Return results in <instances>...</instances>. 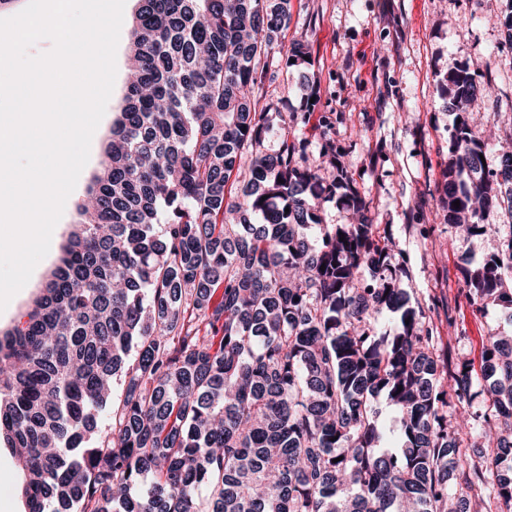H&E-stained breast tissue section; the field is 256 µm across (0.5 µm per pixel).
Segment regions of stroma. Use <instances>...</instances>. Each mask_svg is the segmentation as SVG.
I'll return each mask as SVG.
<instances>
[{"label":"stroma","mask_w":512,"mask_h":512,"mask_svg":"<svg viewBox=\"0 0 512 512\" xmlns=\"http://www.w3.org/2000/svg\"><path fill=\"white\" fill-rule=\"evenodd\" d=\"M135 8L136 0H126L116 80L89 161L66 201L47 256L0 312V334L23 321L79 220L78 203L99 170L124 94ZM505 14V0H292L291 20L273 45L272 68L279 76L255 96L260 110H300L304 71L285 67L283 53L292 40L304 38L320 81L313 120L332 112L336 122L327 136L311 123L295 128V138L306 144L301 162L318 161L324 140L343 148L342 161L375 223L405 260L402 286L433 320L440 354L449 364L465 361L475 370L490 330L512 336V318L495 306L476 312L464 286L463 257L482 258L495 248L496 238L460 237L437 217L454 121L441 87L450 69L467 64L489 81L469 108L474 124L493 142L512 129ZM22 487L23 473L0 441V512H27Z\"/></svg>","instance_id":"obj_1"}]
</instances>
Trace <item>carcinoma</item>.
<instances>
[{
  "label": "carcinoma",
  "instance_id": "carcinoma-1",
  "mask_svg": "<svg viewBox=\"0 0 512 512\" xmlns=\"http://www.w3.org/2000/svg\"><path fill=\"white\" fill-rule=\"evenodd\" d=\"M290 10L291 0H137L134 75L94 207L79 208L26 320L0 336V436L28 512H472L488 490L512 512V336L490 332L481 375L448 372L336 144L322 147L335 170L324 181L288 142L310 119L317 77L305 111H256L252 90ZM285 55L288 67L311 65L302 40ZM482 85L459 66L442 86L460 123L440 208L466 238L492 232L487 211L512 209V150L483 166L487 143L466 110ZM331 198L359 216L322 223ZM464 284L477 311L496 305L512 319V230L467 262ZM381 396L396 446L378 423ZM481 396L497 452L476 462L461 446Z\"/></svg>",
  "mask_w": 512,
  "mask_h": 512
}]
</instances>
